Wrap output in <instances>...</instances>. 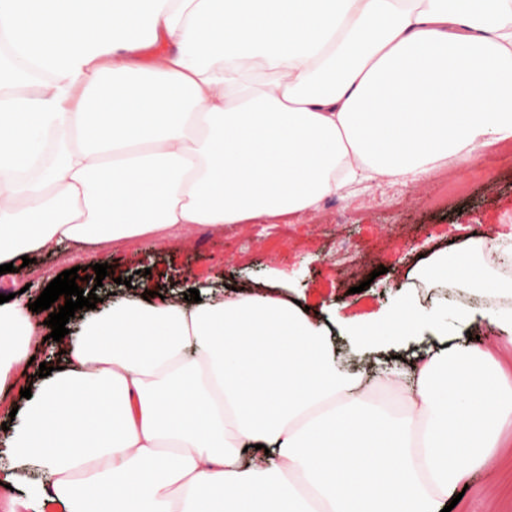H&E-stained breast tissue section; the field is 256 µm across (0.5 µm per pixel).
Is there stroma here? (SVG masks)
I'll use <instances>...</instances> for the list:
<instances>
[{"label": "stroma", "instance_id": "obj_1", "mask_svg": "<svg viewBox=\"0 0 512 512\" xmlns=\"http://www.w3.org/2000/svg\"><path fill=\"white\" fill-rule=\"evenodd\" d=\"M510 232L512 152L492 141L429 177L355 185L323 200L318 211L275 224L195 226L160 243L148 237L113 247L71 242L0 275V294L19 291L34 302L49 275L72 268L89 275L92 253L97 263L110 265L117 303L174 284L229 290L274 280L323 316L355 323L406 303L438 305L430 279L408 286L406 274L420 257L473 236L485 241ZM445 343L465 347L470 340L453 327L444 340L418 329L394 353L407 362ZM511 479L495 464L473 472L452 512H500V491Z\"/></svg>", "mask_w": 512, "mask_h": 512}]
</instances>
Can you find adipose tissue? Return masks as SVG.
<instances>
[{"mask_svg":"<svg viewBox=\"0 0 512 512\" xmlns=\"http://www.w3.org/2000/svg\"><path fill=\"white\" fill-rule=\"evenodd\" d=\"M0 34V264L314 211L512 138V0H0ZM479 248L419 268L456 277ZM332 325L270 283L107 305L22 404L0 483L44 479L7 512H442L512 428V376L427 352L393 412L337 371ZM42 332L0 304V392Z\"/></svg>","mask_w":512,"mask_h":512,"instance_id":"ef3b65f1","label":"adipose tissue"}]
</instances>
